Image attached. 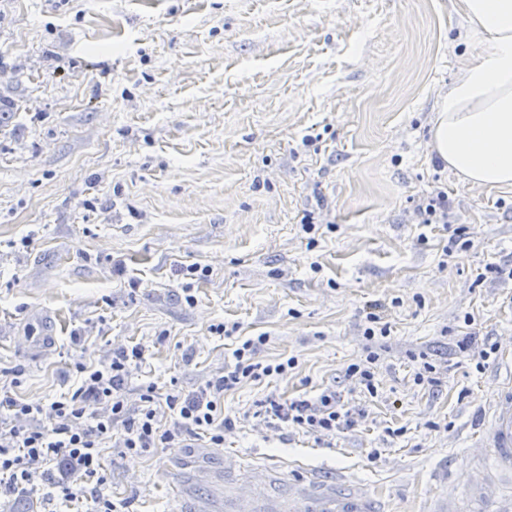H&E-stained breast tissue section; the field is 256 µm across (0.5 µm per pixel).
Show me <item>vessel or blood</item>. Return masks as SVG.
Listing matches in <instances>:
<instances>
[{
    "label": "vessel or blood",
    "mask_w": 512,
    "mask_h": 512,
    "mask_svg": "<svg viewBox=\"0 0 512 512\" xmlns=\"http://www.w3.org/2000/svg\"><path fill=\"white\" fill-rule=\"evenodd\" d=\"M476 444L493 447L500 463L512 466L511 386L498 392L489 411L485 432ZM259 477V487L238 488L228 500L225 512H375L377 508L372 494L362 487L348 492L319 493L304 486L283 503L269 498L265 492L271 483L269 472H260Z\"/></svg>",
    "instance_id": "1"
}]
</instances>
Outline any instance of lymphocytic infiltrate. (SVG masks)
I'll list each match as a JSON object with an SVG mask.
<instances>
[{"label": "lymphocytic infiltrate", "instance_id": "obj_1", "mask_svg": "<svg viewBox=\"0 0 512 512\" xmlns=\"http://www.w3.org/2000/svg\"><path fill=\"white\" fill-rule=\"evenodd\" d=\"M382 309L381 303L369 304L366 356L345 370L346 378L372 398L378 395L374 366L391 333ZM267 342L263 333L241 341L232 351L233 365L192 392L162 394L155 384L142 385L134 407L125 388L148 359L147 347L139 343L113 350L103 361L82 357L71 387L46 402L1 398L8 421L0 426V498L37 495L66 512H120L105 492L107 450L139 456L203 439L223 444L225 433L235 427L221 407L224 394L246 382L286 378L298 366L293 357L257 361ZM255 415L270 428L296 427L328 437L354 429L365 412L346 405L335 386L327 385L313 398L268 396Z\"/></svg>", "mask_w": 512, "mask_h": 512}]
</instances>
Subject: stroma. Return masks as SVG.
Listing matches in <instances>:
<instances>
[{"mask_svg":"<svg viewBox=\"0 0 512 512\" xmlns=\"http://www.w3.org/2000/svg\"><path fill=\"white\" fill-rule=\"evenodd\" d=\"M477 51L457 0H0V96L20 106L0 124V393L67 390L79 330L99 360L148 347L129 403L149 382L189 392L231 359L211 325L236 323L268 335L260 360L298 369L225 395L223 445L110 449L106 492L125 512H224L228 454L282 497L307 477L387 512H512L511 478L491 501L469 488L472 437L512 364L457 348L512 336V279L485 270L512 265V187L463 183L429 135ZM437 188L448 221L422 227ZM193 263L209 274L189 283ZM375 300L391 335L368 398L344 374ZM424 354L446 368L436 385L414 382ZM331 384L366 407L354 430L253 416Z\"/></svg>","mask_w":512,"mask_h":512,"instance_id":"35a3bbf8","label":"stroma"}]
</instances>
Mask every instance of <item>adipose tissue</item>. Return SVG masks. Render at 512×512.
I'll use <instances>...</instances> for the list:
<instances>
[{"label":"adipose tissue","instance_id":"ef3b65f1","mask_svg":"<svg viewBox=\"0 0 512 512\" xmlns=\"http://www.w3.org/2000/svg\"><path fill=\"white\" fill-rule=\"evenodd\" d=\"M481 48L441 99L431 149L469 185L512 186V0H458Z\"/></svg>","mask_w":512,"mask_h":512}]
</instances>
